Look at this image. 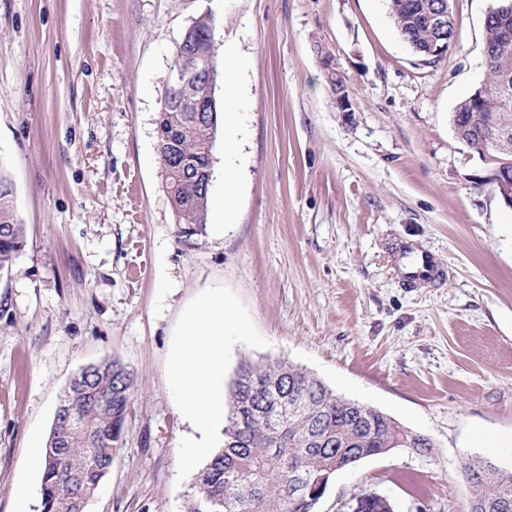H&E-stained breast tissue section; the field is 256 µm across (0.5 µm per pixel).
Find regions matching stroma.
Here are the masks:
<instances>
[{
    "label": "stroma",
    "instance_id": "1",
    "mask_svg": "<svg viewBox=\"0 0 512 512\" xmlns=\"http://www.w3.org/2000/svg\"><path fill=\"white\" fill-rule=\"evenodd\" d=\"M495 0H453L432 65L386 0H0V167L25 245L0 278V512L81 368L119 357L139 379L111 471L86 512H184L202 464L173 355L186 313L224 298V376L285 360L432 442L342 469L317 512L365 491L394 512H469L460 467L512 470V208L451 124L485 74ZM211 14L235 69L245 142L235 221L187 238L154 120L175 46ZM342 79L350 109L336 107ZM444 279L409 286L400 249Z\"/></svg>",
    "mask_w": 512,
    "mask_h": 512
}]
</instances>
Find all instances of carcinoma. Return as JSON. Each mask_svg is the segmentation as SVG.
Here are the masks:
<instances>
[{
	"label": "carcinoma",
	"mask_w": 512,
	"mask_h": 512,
	"mask_svg": "<svg viewBox=\"0 0 512 512\" xmlns=\"http://www.w3.org/2000/svg\"><path fill=\"white\" fill-rule=\"evenodd\" d=\"M396 30L415 55H425L433 42L454 36L453 9L443 25L429 23L442 0H386ZM508 12H493L484 21V53L488 82L495 95L489 101L463 98L451 123L463 143L476 145L491 132L508 138L511 149L498 153L512 174V0H497ZM209 14L193 20L182 49L170 69L190 59L199 67L211 56ZM164 125L172 137L159 139L166 155L178 158L184 173L165 174L168 199L174 200L184 225L182 235L203 232L209 192H201L196 177L209 164L212 137L189 112L168 104ZM24 246V228L13 205V183L0 171V277L9 275ZM136 374L117 357L105 359L68 388L65 414L54 419L56 457H44L40 512H85L103 478L112 469L114 450L121 446L131 417ZM432 443L380 410L358 409L302 368L276 360H242L224 398V430L197 473L185 512H314L302 487L327 485L317 481L337 458L346 468L358 459L380 455L384 448H430ZM471 491L470 512H512V472L492 483L471 460L462 467Z\"/></svg>",
	"instance_id": "1"
}]
</instances>
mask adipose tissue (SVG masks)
<instances>
[{
	"label": "adipose tissue",
	"mask_w": 512,
	"mask_h": 512,
	"mask_svg": "<svg viewBox=\"0 0 512 512\" xmlns=\"http://www.w3.org/2000/svg\"><path fill=\"white\" fill-rule=\"evenodd\" d=\"M226 321L223 298H203L184 326L185 338L173 360L174 378L183 393L184 410L191 420L204 423L206 428L205 435L192 447L198 457L208 454L211 434L224 428L221 380Z\"/></svg>",
	"instance_id": "ef3b65f1"
}]
</instances>
